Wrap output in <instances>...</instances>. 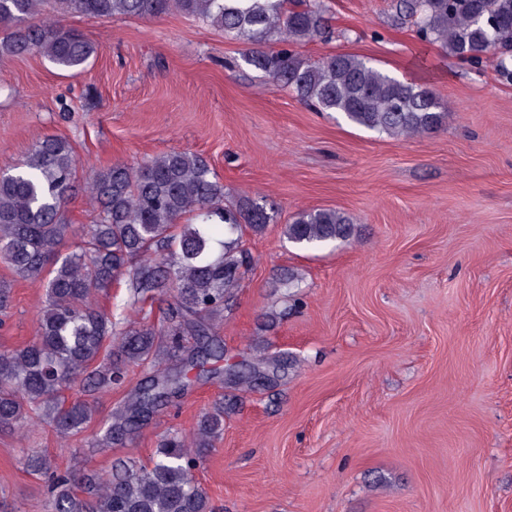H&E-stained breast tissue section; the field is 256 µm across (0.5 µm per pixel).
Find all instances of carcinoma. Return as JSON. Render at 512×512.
Masks as SVG:
<instances>
[{
	"mask_svg": "<svg viewBox=\"0 0 512 512\" xmlns=\"http://www.w3.org/2000/svg\"><path fill=\"white\" fill-rule=\"evenodd\" d=\"M109 19L157 18L179 11L246 46L245 62L287 86L321 112L392 138L437 131L446 107L426 85L402 80L366 59L339 53L308 62L293 46L331 34L326 9L311 0H0V59L38 52L61 70L81 72L95 45L75 29L39 18L50 5ZM412 21L418 38L446 54L481 64L512 82V0H397L392 24ZM80 161L65 138L46 136L12 170L0 173V262L16 279L43 284L36 336L0 350V428L30 415L66 440L96 414L97 395L123 386L131 365L154 374L139 383L99 425L95 447L133 439L187 390L189 372L250 386L260 367H224L218 321L245 273V230L258 235L276 220L247 195L227 200L224 184L199 155L171 151L141 164L90 168L87 187L100 212L80 241L65 248L72 225L62 209ZM354 224L334 209L296 214L283 236L305 249L352 236ZM127 297L117 312L98 302L114 285ZM169 299L162 320H132L128 311ZM74 386L80 396L66 400ZM224 432V398L188 434L166 433L146 464L129 459L107 478L90 469L58 470L39 452L26 455L48 477L49 512H212L193 470Z\"/></svg>",
	"mask_w": 512,
	"mask_h": 512,
	"instance_id": "carcinoma-1",
	"label": "carcinoma"
}]
</instances>
